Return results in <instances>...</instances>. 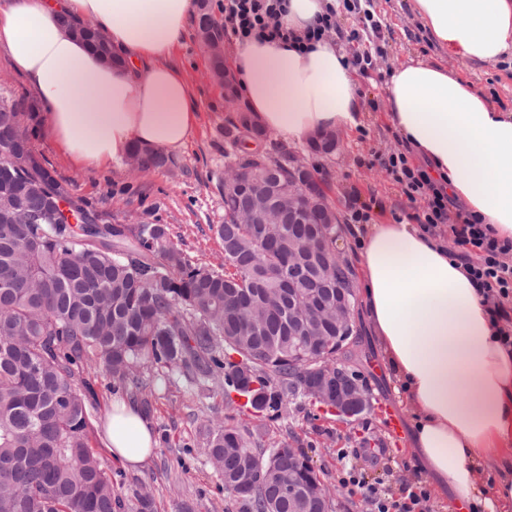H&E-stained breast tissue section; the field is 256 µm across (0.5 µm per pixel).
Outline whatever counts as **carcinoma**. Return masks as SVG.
Here are the masks:
<instances>
[{"mask_svg": "<svg viewBox=\"0 0 512 512\" xmlns=\"http://www.w3.org/2000/svg\"><path fill=\"white\" fill-rule=\"evenodd\" d=\"M76 34L116 61L94 25ZM248 129L240 118L224 135L236 144L248 139ZM15 137L29 142L16 105L0 97V512H152L150 494L117 492L90 444L96 402L90 373L139 391L143 375L159 366L203 396L215 384L227 395H245L254 379L262 394L246 404L257 413L278 410L286 398L312 401L304 363L288 353L297 326L288 316V290L325 301L336 289L323 287L309 267L288 265V246L325 224L319 215L302 224L287 212L277 224H241L240 214L252 206L242 191L224 199L217 227L224 266H197L164 224H112L55 178L42 193L28 192L48 168L40 162L31 172L17 168ZM131 156L142 173L171 163L158 150ZM256 157L245 152L236 166L288 178L289 152ZM61 195L74 205L76 221L93 225L85 235L97 242L74 234L51 206L50 198ZM258 239L268 249L254 266ZM328 270L342 288L354 287L347 259ZM207 446L240 512H293L279 484L294 459L305 463L296 470L299 481L318 482L292 444L260 448L243 425L214 422Z\"/></svg>", "mask_w": 512, "mask_h": 512, "instance_id": "cac0c4a2", "label": "carcinoma"}]
</instances>
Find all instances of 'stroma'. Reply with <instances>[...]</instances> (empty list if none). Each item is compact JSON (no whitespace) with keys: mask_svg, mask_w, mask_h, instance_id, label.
<instances>
[{"mask_svg":"<svg viewBox=\"0 0 512 512\" xmlns=\"http://www.w3.org/2000/svg\"><path fill=\"white\" fill-rule=\"evenodd\" d=\"M337 47L346 56L371 51L382 56L379 71L360 75V125L341 130L339 147L329 155L312 153L308 143L292 144L273 138L275 148L305 155L316 178L327 185L330 204L339 217L349 206L366 209L372 222L390 224L415 214L402 184L379 160L403 149L404 144L387 112V87L391 70L411 58L440 64L469 79L499 108L512 110V65L466 63L432 43L408 0H334ZM381 23L372 31L371 20ZM189 78L201 112L200 125L170 167L150 173L133 171L128 163L107 171L82 168L59 150L45 131V106L31 81L12 70L0 55V94L15 101L23 126L32 133L33 149L54 176L75 196L107 214L112 223L140 221L166 225L171 239L198 265L219 267L224 250L216 233L224 221V174L233 157L224 140L231 118L224 104V87L211 76L208 50L200 42L195 23H188L180 45L170 58ZM361 370L373 408L357 420L319 412L310 403H283L278 411L252 413L223 392L201 396L180 377L157 368L144 377L151 394L148 415L156 446L150 458L133 468L115 460L107 446L104 426L114 402H140V395L112 390L106 376L94 383L98 408L90 418L91 444L112 476L118 492H149L155 512H238L234 499L214 472L208 456L206 421L234 417L236 422L258 429L261 444L270 447L286 441L299 448L333 495L335 512H372L368 499L341 484L343 463L363 468L368 480L383 481L394 491L423 482L424 476L410 448L411 410L384 367L381 351L365 320H358ZM394 414L398 431H391L386 416ZM377 442L387 458L368 466L363 442Z\"/></svg>","mask_w":512,"mask_h":512,"instance_id":"35a3bbf8","label":"stroma"}]
</instances>
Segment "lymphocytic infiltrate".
<instances>
[{
    "mask_svg": "<svg viewBox=\"0 0 512 512\" xmlns=\"http://www.w3.org/2000/svg\"><path fill=\"white\" fill-rule=\"evenodd\" d=\"M221 10L224 31L235 38L289 37L279 22L283 0H224ZM381 164L403 185L410 202H422L421 213L414 216L416 223L437 237L451 232L455 243L462 246L458 259L480 285L485 299L491 300L496 319L511 318L507 305L512 302V241L498 240L486 225L469 219L463 212H452V199L423 167L411 164L405 152L391 153ZM344 482L363 488L374 512H428L429 493L423 487L397 493L380 483H366L354 468L349 469Z\"/></svg>",
    "mask_w": 512,
    "mask_h": 512,
    "instance_id": "f902f5d3",
    "label": "lymphocytic infiltrate"
}]
</instances>
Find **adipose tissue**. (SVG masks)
<instances>
[{
  "instance_id": "obj_1",
  "label": "adipose tissue",
  "mask_w": 512,
  "mask_h": 512,
  "mask_svg": "<svg viewBox=\"0 0 512 512\" xmlns=\"http://www.w3.org/2000/svg\"><path fill=\"white\" fill-rule=\"evenodd\" d=\"M431 39L463 61L512 58V0H410ZM193 0H0V51L33 83L45 124L78 166L107 169L132 149H182L200 114L184 72L168 59ZM94 21L122 63H107L73 32ZM260 128L298 143L360 124L358 80L331 39L301 48L249 38L231 57ZM388 116L401 139L444 178L467 214L512 240V111L471 81L411 59L388 81ZM361 241L366 315L412 410L411 452L430 485L493 512L512 498V347L463 265L438 237L406 220L354 229ZM113 456L144 464L156 440L130 402L113 406ZM494 460L497 499L474 468Z\"/></svg>"
}]
</instances>
